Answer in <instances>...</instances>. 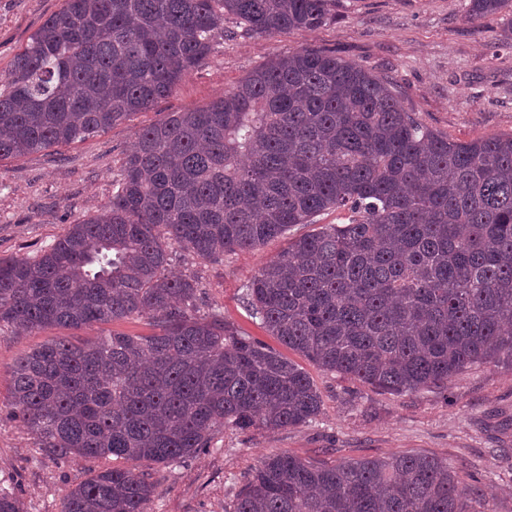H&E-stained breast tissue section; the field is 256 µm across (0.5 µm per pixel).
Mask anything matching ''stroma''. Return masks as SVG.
Returning <instances> with one entry per match:
<instances>
[{
    "instance_id": "1",
    "label": "stroma",
    "mask_w": 512,
    "mask_h": 512,
    "mask_svg": "<svg viewBox=\"0 0 512 512\" xmlns=\"http://www.w3.org/2000/svg\"><path fill=\"white\" fill-rule=\"evenodd\" d=\"M63 0H0V74ZM469 0H336V18L313 30L254 36L225 22L213 52L150 109L80 143L0 160V257H32L112 198L135 132L167 113L207 106L253 69L308 47L335 53L388 78L402 106L424 126L455 141L512 135V45L500 42L504 16L470 20ZM285 239L221 260H202L175 241L172 272L197 277L199 310L217 308L241 331L278 347L251 317L245 287ZM141 317L80 329L0 332V487L22 512H61L67 491L109 459H65L37 448L7 416L12 366L24 351L59 340L79 343L115 333L147 336ZM322 396L310 424L273 432L219 427L205 454L150 468L156 495L149 512H226L244 474L263 456L285 451L306 461L424 452L446 459L465 491L481 490L493 512H512V365L467 369L447 388L392 395L325 372L288 352Z\"/></svg>"
}]
</instances>
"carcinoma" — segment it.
<instances>
[{
    "label": "carcinoma",
    "mask_w": 512,
    "mask_h": 512,
    "mask_svg": "<svg viewBox=\"0 0 512 512\" xmlns=\"http://www.w3.org/2000/svg\"><path fill=\"white\" fill-rule=\"evenodd\" d=\"M336 0H64L0 78V160L94 138L171 94L224 20L258 36L312 30ZM512 0H470L469 16ZM246 286L254 317L320 369L390 394L445 388L512 363V136L454 142L390 82L302 48L209 105L135 133L118 190L33 258H0V331L138 316L150 336L64 339L21 354L9 416L64 459L181 463L213 430H275L319 415L309 375L168 273L165 240L203 260L254 250L327 210ZM147 471H98L62 512H148ZM230 512H474L427 453L335 465L289 453L243 476ZM349 213L345 210H329L316 217L314 224H297L288 232V236H300L307 234L322 224H346Z\"/></svg>",
    "instance_id": "1"
}]
</instances>
